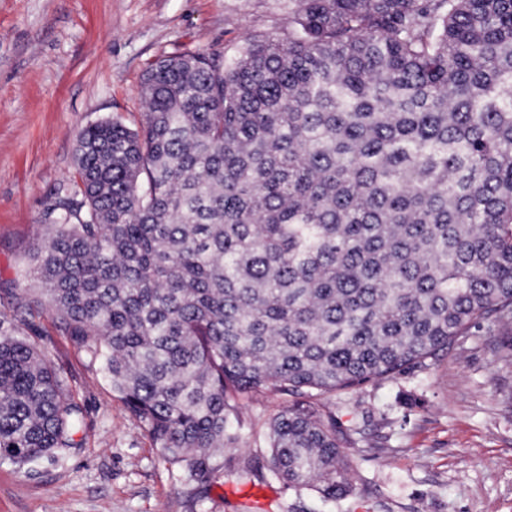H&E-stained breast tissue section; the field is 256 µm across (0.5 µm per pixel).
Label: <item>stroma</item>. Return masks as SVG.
<instances>
[{
    "instance_id": "35a3bbf8",
    "label": "stroma",
    "mask_w": 512,
    "mask_h": 512,
    "mask_svg": "<svg viewBox=\"0 0 512 512\" xmlns=\"http://www.w3.org/2000/svg\"><path fill=\"white\" fill-rule=\"evenodd\" d=\"M295 0H0V318L36 346L84 410L76 447L0 465V512H280L295 492L267 475L273 420L294 404L349 436L353 493L332 512H512V331L479 320L437 357L331 395L238 392L235 439L204 479L170 462L132 419L101 359L68 336L27 276L45 210L76 170V136L121 117L139 128L158 60H232L287 32ZM249 461L258 483L236 480Z\"/></svg>"
}]
</instances>
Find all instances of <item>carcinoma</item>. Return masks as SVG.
<instances>
[{"mask_svg": "<svg viewBox=\"0 0 512 512\" xmlns=\"http://www.w3.org/2000/svg\"><path fill=\"white\" fill-rule=\"evenodd\" d=\"M231 62L144 74L140 128L77 136L34 274L168 459L204 472L231 391L333 393L512 324V0H296ZM82 409L0 319V463L75 445ZM336 420L271 426L268 470L337 504Z\"/></svg>", "mask_w": 512, "mask_h": 512, "instance_id": "obj_1", "label": "carcinoma"}]
</instances>
